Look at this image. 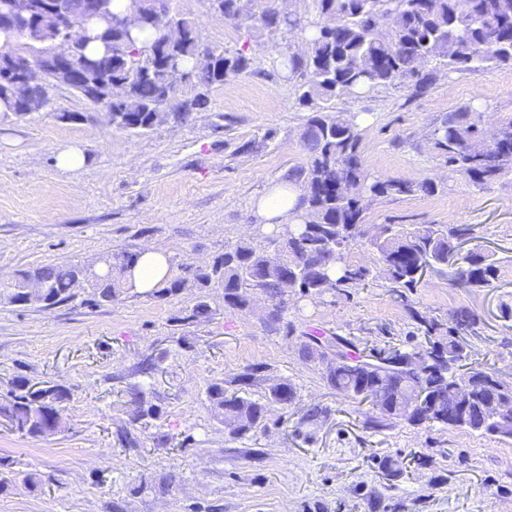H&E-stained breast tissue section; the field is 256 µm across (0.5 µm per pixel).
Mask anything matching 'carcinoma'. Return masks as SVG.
<instances>
[{
	"label": "carcinoma",
	"instance_id": "carcinoma-1",
	"mask_svg": "<svg viewBox=\"0 0 512 512\" xmlns=\"http://www.w3.org/2000/svg\"><path fill=\"white\" fill-rule=\"evenodd\" d=\"M58 9L86 31L75 61L91 71L77 94L112 113V127L141 134L167 119L185 122L209 104L208 88L253 71L254 58L242 49L217 50L203 43L193 19L172 13L170 0H146L133 13L136 28L86 15V0H55ZM257 0H220L224 20L247 29L285 31L301 36L304 49L289 44L278 51V72L301 77L297 98L309 108L301 134L305 155L288 179L302 187L307 202L301 224L288 232L274 231L263 240L242 239L224 247V254L203 267L184 265L163 282L153 296L167 299L191 279L198 291L195 303L179 321L207 322L213 308L206 288L217 281L224 304L250 307L260 292L271 302L264 327L288 337L294 325L284 321L288 293L311 299L333 297L346 288H363L382 278L392 294L408 303L422 282L419 269L448 277L451 285L472 292L494 287L497 259L477 243L473 224H377L368 235L365 215L374 201L387 197L435 194L448 188L443 180L411 182L375 176L366 170L360 150V116L336 110V99L365 94L392 85L426 92L437 72L480 71L493 64H512V0H308L301 14L276 8L254 10ZM181 33L168 36L169 22ZM208 75L207 86L189 79L185 93L169 78V67ZM120 85L112 103L99 98L104 84ZM430 140L444 157L448 171L484 188L512 175V116L487 124L479 107L466 105L448 113L433 127ZM366 242L375 263L353 257V247ZM473 246L462 252L460 242ZM110 274H95L82 264L63 262L27 268L0 302L18 307H55L78 295L76 281L92 290L96 304L118 301L133 284L123 270L135 259L125 252L102 255ZM424 326L425 345L388 348L365 354L350 339L299 336L302 357L325 366L328 386L346 398L371 405L368 428L381 432L404 421L412 426H439L512 439V382L495 376L484 364L470 361V352L455 336L476 324L466 308L450 316L448 335L437 336L438 324L408 307ZM264 390L254 399L249 389ZM133 405L132 422L155 418L158 406L139 382L127 386ZM69 394L61 385L18 379L0 398V418L22 436L49 437L65 423ZM215 416L233 438L260 426L269 414L295 403L296 388L264 375L253 365L227 382L207 388ZM499 407V423L483 420L489 403Z\"/></svg>",
	"mask_w": 512,
	"mask_h": 512
}]
</instances>
